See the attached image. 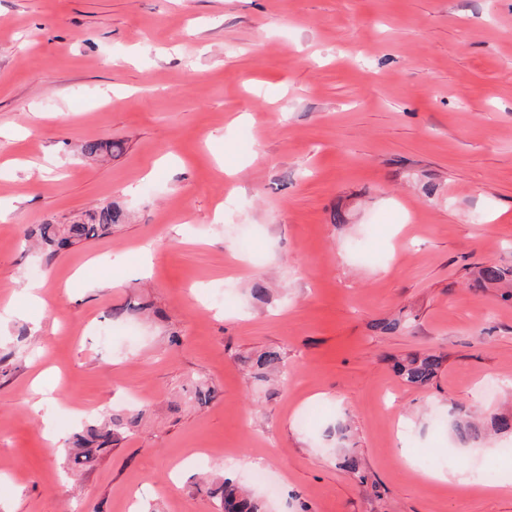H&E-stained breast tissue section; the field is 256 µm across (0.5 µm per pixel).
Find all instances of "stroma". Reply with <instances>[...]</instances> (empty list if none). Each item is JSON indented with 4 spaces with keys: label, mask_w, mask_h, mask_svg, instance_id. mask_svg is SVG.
Returning a JSON list of instances; mask_svg holds the SVG:
<instances>
[{
    "label": "stroma",
    "mask_w": 512,
    "mask_h": 512,
    "mask_svg": "<svg viewBox=\"0 0 512 512\" xmlns=\"http://www.w3.org/2000/svg\"><path fill=\"white\" fill-rule=\"evenodd\" d=\"M108 202L111 234L25 246ZM482 263L512 265V0H0V512H216L227 477L263 512H512L405 463L457 467L435 416L512 405ZM271 349L287 379L246 367ZM104 412L136 424L75 465L58 440ZM441 365L442 360L439 356L412 354L396 361L394 368L405 383L416 387H424L433 380Z\"/></svg>",
    "instance_id": "obj_1"
}]
</instances>
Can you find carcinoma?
Segmentation results:
<instances>
[{"label":"carcinoma","mask_w":512,"mask_h":512,"mask_svg":"<svg viewBox=\"0 0 512 512\" xmlns=\"http://www.w3.org/2000/svg\"><path fill=\"white\" fill-rule=\"evenodd\" d=\"M112 147L110 141H90L82 146V153L91 157L110 156ZM121 220V212L109 202L87 211L79 219L68 224L46 221L37 225L31 235L43 249L55 255L62 250L112 233V226ZM474 285L478 288H503L504 297L512 298V267L496 263L482 265L474 274ZM280 361L281 355L275 350L262 351L246 359L250 367L258 373ZM441 365L442 360L436 355L412 354L396 361L394 368L405 383L424 387L433 380ZM123 429L122 419L113 415L103 425L90 424L73 433L67 440L68 446L82 449V452L75 456L74 462L83 464L92 460L94 453L111 446L112 439L120 435ZM448 429L455 447L478 448L484 443L490 430L497 434L512 435V414L494 413L486 425L472 415L458 411L450 415ZM215 496L218 497L219 512H260L259 505L253 497L231 478L221 482L215 490Z\"/></svg>","instance_id":"cac0c4a2"}]
</instances>
